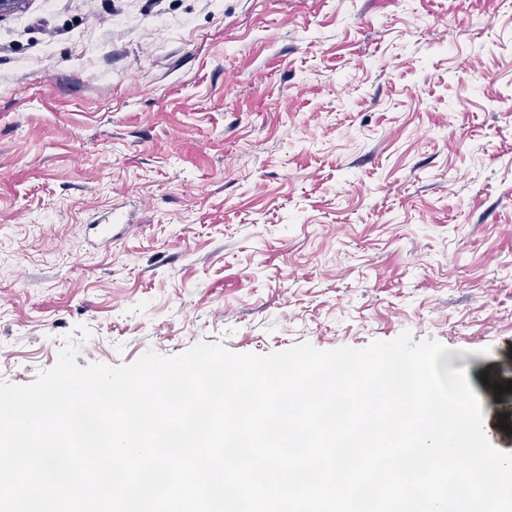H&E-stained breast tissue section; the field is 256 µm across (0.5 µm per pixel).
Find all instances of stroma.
I'll list each match as a JSON object with an SVG mask.
<instances>
[{"label":"stroma","mask_w":512,"mask_h":512,"mask_svg":"<svg viewBox=\"0 0 512 512\" xmlns=\"http://www.w3.org/2000/svg\"><path fill=\"white\" fill-rule=\"evenodd\" d=\"M80 325L82 367L408 330L512 452V0L1 12L0 380Z\"/></svg>","instance_id":"stroma-1"}]
</instances>
